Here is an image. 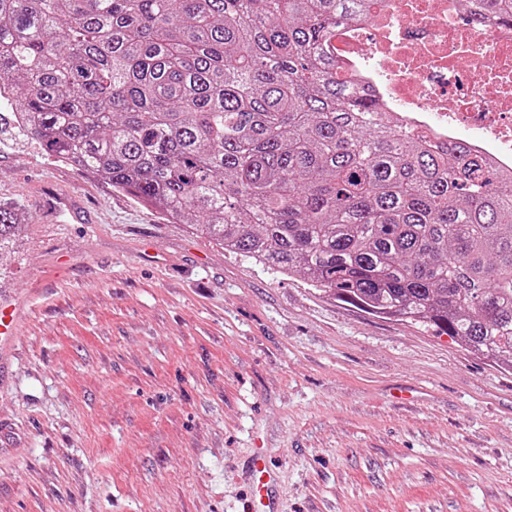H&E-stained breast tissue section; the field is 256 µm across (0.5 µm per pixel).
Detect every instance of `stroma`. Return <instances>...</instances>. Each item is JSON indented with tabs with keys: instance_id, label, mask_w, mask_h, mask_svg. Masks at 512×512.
I'll list each match as a JSON object with an SVG mask.
<instances>
[{
	"instance_id": "1",
	"label": "stroma",
	"mask_w": 512,
	"mask_h": 512,
	"mask_svg": "<svg viewBox=\"0 0 512 512\" xmlns=\"http://www.w3.org/2000/svg\"><path fill=\"white\" fill-rule=\"evenodd\" d=\"M0 201V512H245L257 447L280 512H512V368L225 252L6 118ZM17 312L12 304L0 302V350L15 342L17 334Z\"/></svg>"
}]
</instances>
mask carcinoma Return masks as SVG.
Returning <instances> with one entry per match:
<instances>
[{
    "label": "carcinoma",
    "instance_id": "obj_1",
    "mask_svg": "<svg viewBox=\"0 0 512 512\" xmlns=\"http://www.w3.org/2000/svg\"><path fill=\"white\" fill-rule=\"evenodd\" d=\"M512 21V0H467ZM369 0H0L1 108L224 250L512 368V174L338 72ZM19 228L0 205V244Z\"/></svg>",
    "mask_w": 512,
    "mask_h": 512
}]
</instances>
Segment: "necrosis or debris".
<instances>
[{
    "instance_id": "1",
    "label": "necrosis or debris",
    "mask_w": 512,
    "mask_h": 512,
    "mask_svg": "<svg viewBox=\"0 0 512 512\" xmlns=\"http://www.w3.org/2000/svg\"><path fill=\"white\" fill-rule=\"evenodd\" d=\"M329 49L399 125L512 170L511 24L474 21L464 0H373Z\"/></svg>"
}]
</instances>
